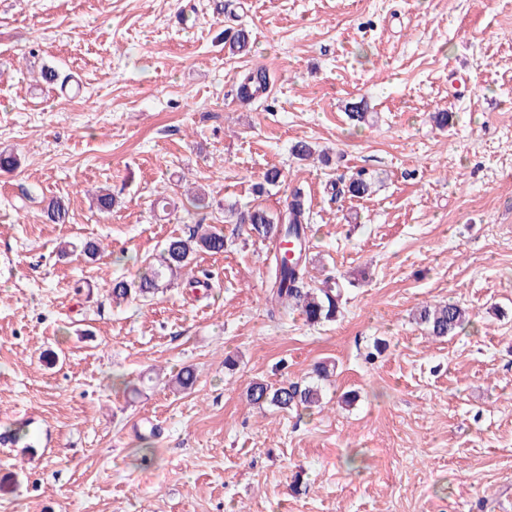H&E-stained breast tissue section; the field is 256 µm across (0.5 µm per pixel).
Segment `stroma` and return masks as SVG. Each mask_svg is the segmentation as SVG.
Segmentation results:
<instances>
[{"label": "stroma", "instance_id": "35a3bbf8", "mask_svg": "<svg viewBox=\"0 0 512 512\" xmlns=\"http://www.w3.org/2000/svg\"><path fill=\"white\" fill-rule=\"evenodd\" d=\"M0 151V433H27L0 444V512H512V0H0ZM359 170L372 194H337ZM294 188L306 287L351 282L317 326L271 312L267 241L224 220ZM198 224L222 254L113 304L106 283ZM448 300L473 321L437 340L413 313ZM321 361V407L248 404ZM267 85V73L263 68L247 69L239 78L238 96L241 100H248L262 93Z\"/></svg>", "mask_w": 512, "mask_h": 512}]
</instances>
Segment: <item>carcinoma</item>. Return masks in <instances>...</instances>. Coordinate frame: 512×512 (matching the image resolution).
<instances>
[{
	"instance_id": "carcinoma-1",
	"label": "carcinoma",
	"mask_w": 512,
	"mask_h": 512,
	"mask_svg": "<svg viewBox=\"0 0 512 512\" xmlns=\"http://www.w3.org/2000/svg\"><path fill=\"white\" fill-rule=\"evenodd\" d=\"M250 45V33L245 28L224 33V46L233 55L247 53ZM266 85L265 69H247L240 75L238 96L246 101L262 93ZM371 188L372 181L362 171L351 176L346 184V191L353 197L367 196ZM224 213L236 224L251 225V232L259 237L274 235L299 245L297 258L291 261L284 259L270 267V303L298 309L305 321L313 325L336 318L344 293V284L340 279L330 277L320 288L300 287L306 273V245L311 232L309 208L300 189L290 191L285 209L279 213H271L260 207L241 210L234 204L227 205ZM224 246V234L212 225L205 227L200 224L185 238L172 237L155 262L148 264L140 274L137 288H130L124 280L112 281V301L123 303L134 293L142 297L153 295L159 291L164 280L174 278L186 268L194 254H222ZM415 320L436 338H445L469 323L466 311L450 301L420 307ZM246 395L253 405L271 404L284 412L310 410L319 405L322 398L321 389L315 384L290 383L275 388L261 380L252 382Z\"/></svg>"
}]
</instances>
